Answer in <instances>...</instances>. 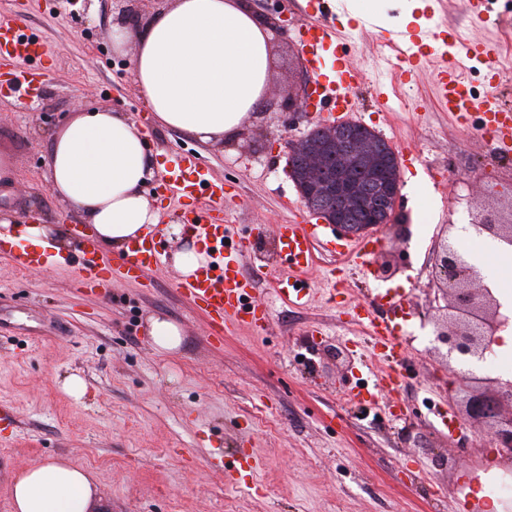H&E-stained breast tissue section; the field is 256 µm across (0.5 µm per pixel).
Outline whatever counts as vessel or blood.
Masks as SVG:
<instances>
[{
    "label": "vessel or blood",
    "instance_id": "vessel-or-blood-1",
    "mask_svg": "<svg viewBox=\"0 0 512 512\" xmlns=\"http://www.w3.org/2000/svg\"><path fill=\"white\" fill-rule=\"evenodd\" d=\"M312 7L317 19L302 24L300 39L314 67H321L326 45L338 47L333 65L334 82L330 85L316 84L311 92L313 105L319 110L325 104H332L334 110L347 117L356 107L349 91L353 85L361 83L364 76L346 51L340 50L341 37L325 14L322 0H313ZM458 35L454 28L445 31L406 29L390 33L388 40L397 50V70L403 76L412 75L421 64L430 60L435 51L448 49L449 54L443 58L436 74L437 107L451 114L461 125L467 124L471 114L482 113L488 120L494 149L500 153L511 151L512 107L504 104L494 91L479 98L467 94L462 65L451 50ZM46 54L43 42L22 33L17 16L0 15V69L10 76L12 82L29 86L41 78L42 59ZM178 171L182 196L188 207L187 227L214 255L206 269L180 284L182 296L205 317L216 340H223L225 334L242 326L258 333L264 332L268 326V315L253 296V278L244 271L243 259L249 249L244 239L233 238L230 225L224 222L223 183L203 173L189 154L182 156ZM277 235L286 269L275 278L276 291L293 305H308L310 293L308 288L300 286L299 277L315 265V244L323 239V227L291 219L278 225ZM81 243L77 261L85 284L91 290L108 289L112 284L113 269L99 257L93 238L82 236ZM380 249L381 239L373 233L356 242L340 245L338 253L366 270ZM161 256L154 235H147L123 258L124 278L136 281L145 277L159 263ZM406 302V293H386L349 308L352 321L362 326L373 340V348L381 364L376 374V390L381 396L397 391L402 385L397 369L402 354V325L397 316L405 312ZM382 307L389 309L388 317L377 316V309Z\"/></svg>",
    "mask_w": 512,
    "mask_h": 512
}]
</instances>
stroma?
I'll list each match as a JSON object with an SVG mask.
<instances>
[{
    "instance_id": "stroma-1",
    "label": "stroma",
    "mask_w": 512,
    "mask_h": 512,
    "mask_svg": "<svg viewBox=\"0 0 512 512\" xmlns=\"http://www.w3.org/2000/svg\"><path fill=\"white\" fill-rule=\"evenodd\" d=\"M426 2L429 28L448 24L477 43L512 41V16L484 27L471 21L467 0ZM245 3L271 36L270 86L310 89L298 38L309 0ZM0 12L19 13L27 34L53 54L29 96L0 86V152L15 163L0 208L20 218L37 211L67 231L82 224L49 190L50 136L79 111L122 113L145 128L167 170L191 153L223 182L224 219L250 239L244 268L269 313L265 333L242 327L215 346L171 261L139 281L116 279L108 292L85 294L66 261L21 273L0 253V512H12L15 474L60 456L91 472L112 512H457L461 501L466 512H482L475 489L504 478L507 466L461 416L448 371L431 351L428 258L445 225L482 211L512 218V154L490 150L480 115L464 129L437 110L433 65L398 79L387 45L349 18L347 0L330 7L366 76L354 91L355 121L418 157L399 172L393 225L381 232L379 257L391 260L393 275L345 267L337 286L356 303L380 288L410 293L404 382L386 406L358 398L374 386L379 362L369 336L329 299V272L343 267L341 258L316 244L307 307L283 302L271 284L277 226L307 212L286 172L288 143L336 113L297 112L272 93L222 145L204 143L153 121L127 56L112 49L115 0H0ZM379 82L402 84L405 106L381 111ZM152 314L181 327L178 353L150 346ZM337 348L343 359H335ZM72 375L88 386L82 400L62 389ZM239 465L240 485H226L225 468Z\"/></svg>"
}]
</instances>
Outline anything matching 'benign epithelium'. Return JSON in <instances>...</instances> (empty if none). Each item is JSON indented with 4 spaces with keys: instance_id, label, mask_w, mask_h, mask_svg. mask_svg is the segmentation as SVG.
I'll list each match as a JSON object with an SVG mask.
<instances>
[{
    "instance_id": "obj_1",
    "label": "benign epithelium",
    "mask_w": 512,
    "mask_h": 512,
    "mask_svg": "<svg viewBox=\"0 0 512 512\" xmlns=\"http://www.w3.org/2000/svg\"><path fill=\"white\" fill-rule=\"evenodd\" d=\"M322 132L335 140L345 136L344 148L348 163L367 158L369 137L357 132L350 122H333L320 126ZM308 177L297 185L307 208L318 198L330 194L325 183L317 180L323 166L319 155L307 159ZM400 185L383 183L375 198L383 202L386 218H391L399 198ZM479 236L489 235L512 248V220L497 221L483 213L468 224ZM465 228L448 225L441 235L435 258L434 278L439 285L445 305L431 317L433 349L441 355L448 368L459 374L462 412L478 429L495 443L502 458L512 465V381L500 378H480L474 368L487 360L498 344L499 333L512 324V317L501 312V305L487 283V276L471 264L454 245Z\"/></svg>"
}]
</instances>
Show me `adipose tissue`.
<instances>
[{"label":"adipose tissue","instance_id":"1","mask_svg":"<svg viewBox=\"0 0 512 512\" xmlns=\"http://www.w3.org/2000/svg\"><path fill=\"white\" fill-rule=\"evenodd\" d=\"M136 48L129 60L136 87L162 125L205 143L233 135L268 91L270 39L241 0H168L145 32L117 27L112 47ZM51 191L85 216L94 236L126 254L161 220L146 196L158 177L144 134L117 112L77 113L52 137L48 162ZM182 225H171L170 260L181 278L206 266V247L179 248ZM23 236L32 247L63 253L70 242L39 219L17 227L0 214V240ZM14 512H109L89 472L65 460L20 472L12 488Z\"/></svg>","mask_w":512,"mask_h":512}]
</instances>
